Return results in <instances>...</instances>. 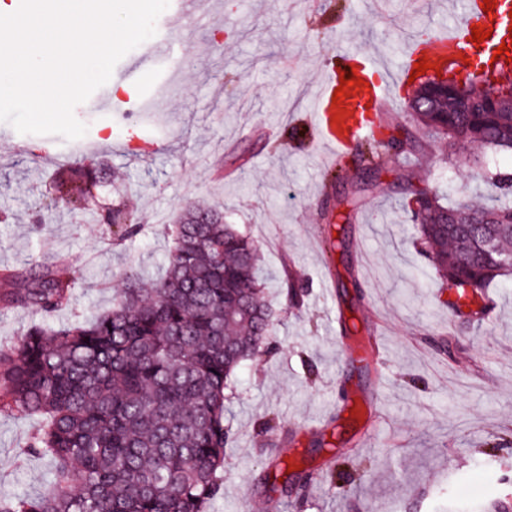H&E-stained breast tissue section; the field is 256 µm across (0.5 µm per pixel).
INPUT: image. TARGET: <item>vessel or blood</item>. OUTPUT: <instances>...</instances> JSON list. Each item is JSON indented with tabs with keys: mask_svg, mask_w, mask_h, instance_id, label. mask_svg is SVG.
<instances>
[{
	"mask_svg": "<svg viewBox=\"0 0 512 512\" xmlns=\"http://www.w3.org/2000/svg\"><path fill=\"white\" fill-rule=\"evenodd\" d=\"M493 10H486L484 0H454V19L437 34L434 46L425 47L410 42L393 81L404 84L419 60H427L438 69H455L466 57L474 54L478 46L472 40V27L479 24L491 30L512 21V0H494ZM179 22L198 27L206 26L208 15L200 0H182ZM353 73L358 83L348 90L347 96L334 99L341 76ZM388 97V90L380 68L371 60L358 61L341 54L326 62L324 77L317 89L312 123L316 133L326 145L344 152L354 142L374 137L376 125L372 111L378 110ZM369 102V111L359 108Z\"/></svg>",
	"mask_w": 512,
	"mask_h": 512,
	"instance_id": "b4317fda",
	"label": "vessel or blood"
}]
</instances>
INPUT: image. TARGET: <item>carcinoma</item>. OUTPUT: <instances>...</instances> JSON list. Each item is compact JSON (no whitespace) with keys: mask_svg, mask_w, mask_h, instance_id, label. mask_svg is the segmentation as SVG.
I'll return each instance as SVG.
<instances>
[{"mask_svg":"<svg viewBox=\"0 0 512 512\" xmlns=\"http://www.w3.org/2000/svg\"><path fill=\"white\" fill-rule=\"evenodd\" d=\"M465 84V101L434 82L414 86L407 106L416 132L380 113L389 135L368 142L359 161L380 148L423 156L432 138L461 133L484 169L490 153H512V99L488 104L485 82ZM105 176L99 161H68L55 189L81 191L76 210L131 236L138 222L122 203L99 205ZM405 194L436 272L477 312L488 284L512 278V205H444L426 182ZM260 261L258 245L221 212L190 204L152 287L131 270L97 316L32 326L1 346L0 411L45 419L29 448L52 459L54 477L36 496L0 498V512H204L222 488L224 390L273 327ZM51 266L32 256L27 286L5 300L46 314L65 308L72 281Z\"/></svg>","mask_w":512,"mask_h":512,"instance_id":"carcinoma-1","label":"carcinoma"}]
</instances>
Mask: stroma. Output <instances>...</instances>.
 <instances>
[{
    "label": "stroma",
    "mask_w": 512,
    "mask_h": 512,
    "mask_svg": "<svg viewBox=\"0 0 512 512\" xmlns=\"http://www.w3.org/2000/svg\"><path fill=\"white\" fill-rule=\"evenodd\" d=\"M205 29L184 28L179 70L160 64L109 84L84 103L92 119L77 140L21 134L0 122V272L33 253L61 258L74 277L53 323L109 308L130 269L161 275L178 217L190 203L223 210L260 247L267 345L228 391L221 493L208 512H437L500 500L512 504V281L485 293L492 306L456 313L405 204L426 179L447 202L496 185L468 162L465 140L432 145L429 161L388 156L362 177L355 148L329 187L324 147L309 112L320 63L341 51L400 61L408 35L439 30L452 0H203ZM132 99L162 92L166 110L124 114ZM110 96L111 106L101 96ZM40 149L29 163L26 145ZM93 147L119 199L142 222L118 238L56 200L50 183L70 152ZM356 207L343 204V196ZM304 288L297 300L288 282ZM369 344L342 351L345 323ZM40 422L0 411V497L34 496L52 480L46 456L27 447ZM507 443L494 454L493 436ZM313 472L285 487L282 469Z\"/></svg>",
    "instance_id": "stroma-1"
}]
</instances>
